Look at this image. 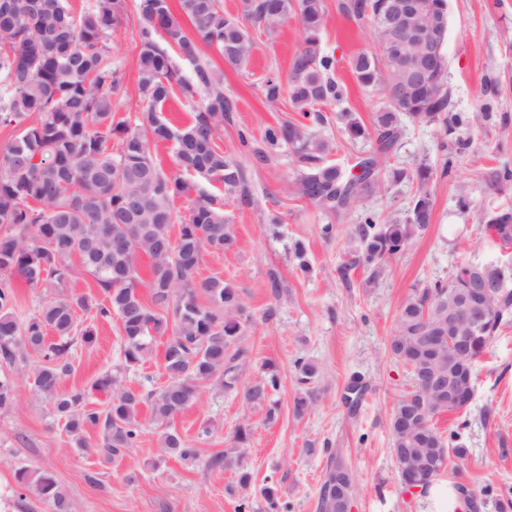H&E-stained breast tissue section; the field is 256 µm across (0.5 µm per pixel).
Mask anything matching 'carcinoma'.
Segmentation results:
<instances>
[{
	"instance_id": "cac0c4a2",
	"label": "carcinoma",
	"mask_w": 512,
	"mask_h": 512,
	"mask_svg": "<svg viewBox=\"0 0 512 512\" xmlns=\"http://www.w3.org/2000/svg\"><path fill=\"white\" fill-rule=\"evenodd\" d=\"M394 0H339L338 10L348 19L371 22L378 44L385 49L383 65L360 53L351 62L358 84L377 91L398 87L402 99H384L372 127L375 150L357 158L353 170L343 173L324 162L327 142L302 123L286 122L266 129L264 138L275 145L292 146L303 171L295 181L298 195L331 215L364 206L356 225L361 254L355 263L376 264L403 250L414 232L431 223L433 200L425 186L432 168H387L402 134L401 118L418 123H443L448 132L468 120L452 113L453 103L444 68L424 80L411 81L405 66L418 61L410 48L399 56L390 51L388 36L379 26ZM425 24L448 14V0H422ZM242 17L275 36L288 16H298L302 43L292 60L288 92L304 113L315 106L343 98L334 79L336 59L322 48L324 0H240ZM138 85L146 108L134 117L117 116L114 99L121 78L112 67L110 43L122 24L125 0H89L76 12L68 0H0V125L16 135L0 148V276L16 277L35 288L61 286L80 269L94 277L104 299L62 295L44 303L24 319L13 312L15 294L7 279L0 282V362L17 367L33 381L38 394L48 399L76 445L84 446L88 427L101 430L98 453L107 460L134 447L141 430V406L149 407V421L161 428L159 447L185 462L198 460V449L187 446L171 421L198 402L205 388H237L238 370L247 357V315L239 289L218 277H199L205 253H221L237 246V238L224 215V203L205 187L191 185L183 175L217 182L224 194L246 196L243 171L224 154L215 136L231 104L224 100L223 75L200 61V45L215 50L224 63L241 69L250 63L254 48L248 29L224 16L221 0H179L182 14L194 32L188 33L173 14L170 0H140ZM193 66L185 81L169 53ZM202 93L204 107L193 121L176 128L160 115L176 92ZM283 88L275 77L264 84L270 106ZM336 120L353 138L365 128L351 112L336 113ZM172 145L176 174L156 162L154 148ZM418 183L406 218L379 223L366 201L377 196L385 181ZM196 191L188 219L180 222L177 236L173 201ZM486 224L502 245L512 244V207L502 205L486 216ZM149 259L147 278L138 260ZM506 272L483 264H461L451 280L422 289L401 309L390 342L394 358L413 375L448 376V310L456 294L479 279L487 289L480 321H460L469 337L464 378L475 387V367L500 327L512 313V293L504 291ZM147 288L143 295L141 288ZM94 311L93 319L117 316L122 331V365L99 377L92 390L106 395L103 410L89 407V391L61 393L63 378L73 373L72 348L76 341L91 345L93 324L77 329V310ZM162 344L166 381L155 392L142 394L123 385L122 370L142 365ZM38 357L31 365L28 357ZM302 392L294 398L293 413L302 418L317 401L319 367L304 357L294 361ZM281 385L272 360L262 374L243 386L250 407L267 408L266 420L276 419L271 398ZM15 383L0 377V411L10 408ZM469 403L448 406V388L415 384L397 399L390 418L393 456L402 481L420 483L426 492L451 459H466L468 449L457 434L443 435L432 419L460 412ZM208 467L230 470L242 489L252 474L241 456L215 454ZM19 481L53 502L55 512H73V505L55 478L44 471L24 470ZM355 494L351 469L340 456L330 460L318 499L319 512H349Z\"/></svg>"
}]
</instances>
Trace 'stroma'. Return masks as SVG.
Returning a JSON list of instances; mask_svg holds the SVG:
<instances>
[{
	"label": "stroma",
	"mask_w": 512,
	"mask_h": 512,
	"mask_svg": "<svg viewBox=\"0 0 512 512\" xmlns=\"http://www.w3.org/2000/svg\"><path fill=\"white\" fill-rule=\"evenodd\" d=\"M337 3L325 0L322 40L325 53L336 58L334 78L346 92L341 101L323 106L324 123L302 117L286 97L268 107L263 94L267 78H288L302 37L297 16H289L273 38L252 28L256 48L247 69H233L214 50L200 49L202 61L224 75V96L233 108L224 115L217 143L241 166L248 195L225 197L224 213L238 244L221 254H205L199 273L239 288L250 349L239 382L253 381L264 360L274 361L281 378L276 421L266 423L264 410L247 408L239 389L209 391L172 423L198 449V461L161 457L159 430L148 424L134 448L109 462L96 451L98 429H87L85 447H77L51 404L35 395L29 380L18 378L15 367L0 362V373L16 380L14 405L0 412V512H54L50 500L21 487L23 468L51 473L76 512H236L243 498L248 512H265L261 490L270 483L278 485L287 512H317L323 475L335 453L353 471L352 512H436L429 496L409 495L398 479L389 418L413 378L392 357L389 344L401 306L426 285L448 280L460 264L510 271L505 287L512 291V247L490 243L482 221L486 211L512 205V187L499 192L484 180L490 170L512 169V0H448V82L455 113L472 122L450 132L439 124L403 121L396 162L412 168L424 161L437 171L427 185L434 201L432 222L403 251L382 260L377 275L353 262L359 210L333 217L298 197L293 184L299 167L291 147L264 143L267 128L302 119L328 139L324 159L342 170H350L371 149L372 138H350L336 114L355 113L371 127L383 99L358 84L349 61L361 52L379 55L380 49L370 26L345 19ZM141 22L138 0H126L122 27L112 41L113 66L122 78L115 107L122 116L145 105L138 86ZM486 104L488 119L475 120ZM243 132L264 147L267 161L257 162L241 147ZM273 213L279 223L270 222ZM330 223L336 234L323 238L320 227ZM298 242L305 248L300 259L294 253ZM303 262L308 265L304 271L299 268ZM273 275L283 295L276 320L267 322L262 312L271 301L267 283ZM95 324L94 346L78 343L72 350L74 372L62 381V391L90 388L119 360V320ZM298 357L315 360L321 368L318 400L302 418L292 411L299 392L293 372ZM356 375L368 391L352 414L343 396ZM245 419L251 434L240 444L234 434ZM206 424L211 427L207 435L201 432ZM435 425L443 432L460 429L469 450L458 473L445 474L440 485L465 484L470 512H501L503 502H512V319L478 362L468 409L444 414ZM228 449L242 455L251 471L248 489L237 487L232 472L208 467L209 457ZM154 459L159 462L155 468L150 465Z\"/></svg>",
	"instance_id": "stroma-1"
}]
</instances>
